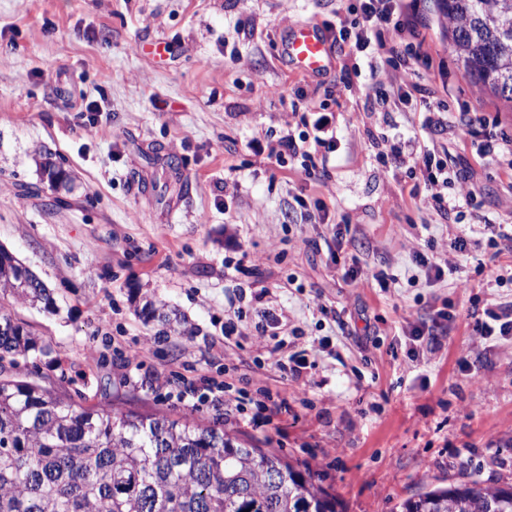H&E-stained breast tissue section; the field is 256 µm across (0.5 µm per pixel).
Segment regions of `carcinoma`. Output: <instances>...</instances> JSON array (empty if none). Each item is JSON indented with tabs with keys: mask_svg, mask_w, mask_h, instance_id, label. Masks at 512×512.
Returning <instances> with one entry per match:
<instances>
[{
	"mask_svg": "<svg viewBox=\"0 0 512 512\" xmlns=\"http://www.w3.org/2000/svg\"><path fill=\"white\" fill-rule=\"evenodd\" d=\"M443 33L480 92L512 103V0H436ZM49 181L67 173L39 154ZM53 305L49 289L0 247V512H345L307 465L202 420L77 404L1 362L53 353L16 318ZM165 336H192L185 315L152 297L139 310ZM512 512V486L471 479L429 486L400 512Z\"/></svg>",
	"mask_w": 512,
	"mask_h": 512,
	"instance_id": "1",
	"label": "carcinoma"
}]
</instances>
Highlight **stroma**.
I'll list each match as a JSON object with an SVG mask.
<instances>
[{"instance_id":"obj_1","label":"stroma","mask_w":512,"mask_h":512,"mask_svg":"<svg viewBox=\"0 0 512 512\" xmlns=\"http://www.w3.org/2000/svg\"><path fill=\"white\" fill-rule=\"evenodd\" d=\"M404 4L429 63L408 101L383 115L370 109L369 71L344 75L353 60L340 50L316 75L295 71L282 50L302 23L335 36L346 0H0V246L55 301L16 308L56 351L37 364L41 385L207 422L219 416L211 404L188 406L156 380L184 378L201 394L215 381L267 388L287 410L235 431L311 466L346 512H397L427 480H512V339L489 346L470 326L471 297L512 299V288L486 270L489 247L433 284L410 282L408 250L479 236L487 219L512 224V170L450 128L443 139L479 201L452 224L428 202L421 172L380 157L387 137L415 136L419 153L438 143L422 127L424 102L451 119L482 116L509 137L512 107L458 70L434 0ZM274 86L285 99L270 97ZM306 105L336 131L315 179L300 159L280 166L251 145L311 133ZM42 151L70 183L41 176ZM299 196L323 203L325 223L294 212ZM337 250L396 284H349ZM261 288L265 307L302 330L280 353L307 358L300 380L277 368L275 336L256 337ZM147 295L180 309L196 334L159 336L138 315ZM231 305L243 332L224 331ZM440 312L450 321L434 356L391 354L409 322ZM464 358L470 371L459 369Z\"/></svg>"}]
</instances>
